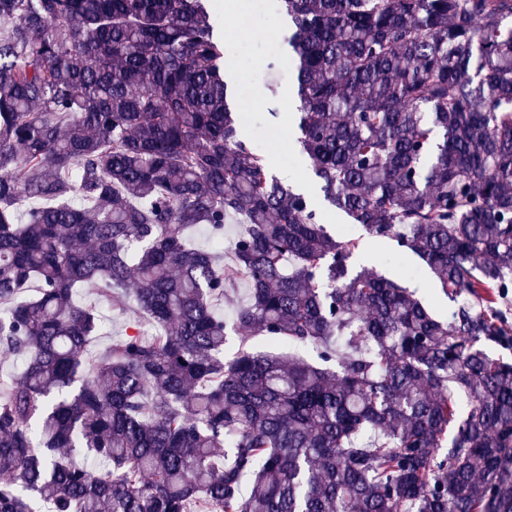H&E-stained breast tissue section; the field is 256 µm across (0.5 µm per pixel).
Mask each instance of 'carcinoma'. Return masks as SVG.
Wrapping results in <instances>:
<instances>
[{"label":"carcinoma","mask_w":512,"mask_h":512,"mask_svg":"<svg viewBox=\"0 0 512 512\" xmlns=\"http://www.w3.org/2000/svg\"><path fill=\"white\" fill-rule=\"evenodd\" d=\"M283 2L325 199L448 318L240 139L207 0H0V512H512V0ZM84 284L154 335L88 360Z\"/></svg>","instance_id":"carcinoma-1"}]
</instances>
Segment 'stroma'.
Instances as JSON below:
<instances>
[{"label":"stroma","mask_w":512,"mask_h":512,"mask_svg":"<svg viewBox=\"0 0 512 512\" xmlns=\"http://www.w3.org/2000/svg\"><path fill=\"white\" fill-rule=\"evenodd\" d=\"M214 25L227 49L225 70L236 76L231 87L244 141L270 156L276 168L288 171V183L304 193L337 239H362L367 249L355 255V263L403 279L437 316L447 317L448 300L422 262L415 256L397 253L393 242L368 236L359 225L337 214L325 201L309 161L300 153L298 131L289 121L296 99L288 68V16L282 0H267L261 6L256 0H239L221 9ZM274 59L278 67L269 68V61ZM80 296L87 302H99L91 286L82 289ZM99 304L103 322L99 336L89 346L93 358L139 327L137 319L112 311L108 303Z\"/></svg>","instance_id":"35a3bbf8"}]
</instances>
